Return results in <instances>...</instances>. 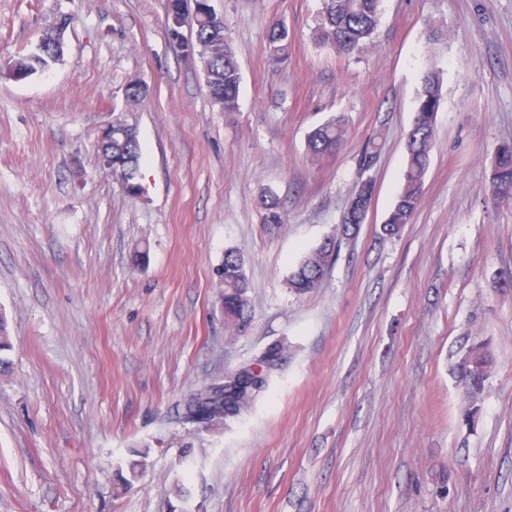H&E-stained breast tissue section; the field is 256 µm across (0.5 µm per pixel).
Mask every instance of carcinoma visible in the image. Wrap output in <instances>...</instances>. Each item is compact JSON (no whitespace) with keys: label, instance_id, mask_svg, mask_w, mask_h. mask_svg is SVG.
I'll use <instances>...</instances> for the list:
<instances>
[{"label":"carcinoma","instance_id":"carcinoma-1","mask_svg":"<svg viewBox=\"0 0 512 512\" xmlns=\"http://www.w3.org/2000/svg\"><path fill=\"white\" fill-rule=\"evenodd\" d=\"M381 0H322V7L315 29V39L337 53L350 55L373 40L380 15ZM71 17H64L58 26L45 31L34 50L18 54L10 59L11 65L0 68L1 75L29 76L44 71L60 61L62 43L56 34L67 28ZM197 52L205 74L207 93L213 106L221 112H235L239 107L241 69L237 53L224 34V21L211 5V0H195L191 18ZM289 31L285 24L275 23L267 33L270 53L279 58L288 49ZM441 102V78L439 71L429 69L422 77L411 129L407 134L402 183L395 204L383 224L385 235H399L405 225L411 223L419 207L425 177L433 147L435 115ZM347 129L344 119L334 116L313 127L307 135V148L311 156H330L342 145ZM104 168L131 180L141 157L138 132L126 120L112 119L111 149L100 150ZM379 144L368 141L358 156L361 174L368 173L377 163ZM375 185L371 178L361 180L343 212L337 232L326 238L321 245L309 252L291 271L288 288L296 294H306L322 286L328 268L343 240H352L367 218V209L373 198ZM488 195L498 203L512 202V143L501 144L495 151L488 187ZM263 205L270 224H283L286 217L279 209L277 198L266 195ZM218 287L224 289V328L238 334L246 331L252 321V306L248 285L240 255L229 251L223 266L217 270ZM288 348L276 343L268 348V354L259 359L262 374L255 392L232 390L218 376L195 385L187 391L177 406L181 423H189L197 411L210 410L212 429L224 425L246 412L255 400L268 388L274 369L286 361ZM489 361L480 343L468 346L458 358L456 369L470 395L479 393L489 373Z\"/></svg>","mask_w":512,"mask_h":512}]
</instances>
